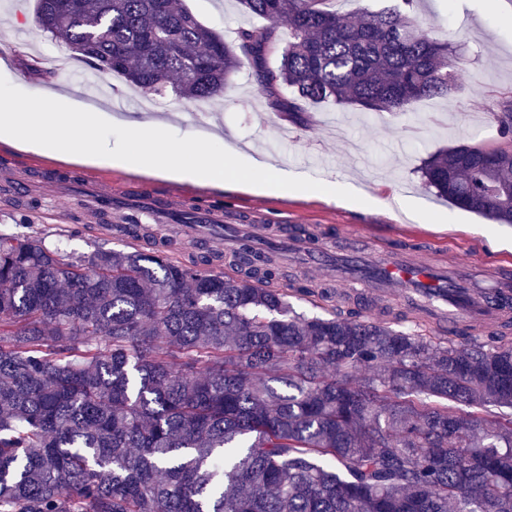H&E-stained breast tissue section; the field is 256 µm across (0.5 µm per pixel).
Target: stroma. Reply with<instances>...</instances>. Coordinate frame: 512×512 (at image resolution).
<instances>
[{
    "label": "stroma",
    "instance_id": "35a3bbf8",
    "mask_svg": "<svg viewBox=\"0 0 512 512\" xmlns=\"http://www.w3.org/2000/svg\"><path fill=\"white\" fill-rule=\"evenodd\" d=\"M181 2L230 44L240 27L261 23L260 18L243 13L237 0ZM24 8L27 20L22 23L9 0H0V52L9 58L10 80L24 92L35 87L80 98L85 70L80 61H72L70 69L51 78L27 73L28 60L47 58L56 45L32 20L34 0H26ZM418 13L432 37L460 46L465 55V73L449 97L420 100L410 112L397 116L321 102L310 106L312 122L304 128L277 115L246 65L228 81L223 97L211 110L210 132L221 135L233 152L263 157L323 183H350L378 199L374 209L342 208L315 192L252 194L228 189L217 194L151 173L96 165L82 156L65 159L22 148L0 149V165L45 184L57 170L66 168L111 182L113 188L130 195L178 194L193 200L218 196L231 222L272 224L285 219L303 227L322 226L337 245L350 227L357 226L379 252H410L423 261L459 259L512 274V226L490 222L437 198L422 186L419 174L423 159L436 149L496 139L488 109L512 94V0H420ZM21 24L27 29L22 36L16 33ZM164 102V107L151 112L130 106L125 114L174 126L184 136L194 135L193 103L172 95ZM397 196L418 199L424 208L422 216L401 211L393 202ZM72 210V199L47 190L28 214L21 215L11 199L0 195V231L15 229L27 219L78 257L92 253L97 244L122 249V241L108 237L104 225L72 220Z\"/></svg>",
    "mask_w": 512,
    "mask_h": 512
}]
</instances>
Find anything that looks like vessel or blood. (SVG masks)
<instances>
[{
	"label": "vessel or blood",
	"instance_id": "1",
	"mask_svg": "<svg viewBox=\"0 0 512 512\" xmlns=\"http://www.w3.org/2000/svg\"><path fill=\"white\" fill-rule=\"evenodd\" d=\"M55 189L79 201L89 210L92 219L114 221L116 234L137 243V227L150 224L156 239H163L180 215H190L191 221L181 230L192 237L202 251L214 246L235 247L240 234L252 242H265L285 248L287 255L302 266L326 270L329 279L351 281L355 274L367 275L375 297L402 294L427 316L432 327L447 332L450 323L463 321L481 334L487 322L512 318V281L497 280L494 288L475 287L469 264L428 263L418 265L403 256L391 253L379 255L360 240H348L341 248L317 249L288 230L270 234L258 226L225 224L224 208L197 206L187 201H175L168 195L129 197L107 189L104 182L60 171L54 180Z\"/></svg>",
	"mask_w": 512,
	"mask_h": 512
}]
</instances>
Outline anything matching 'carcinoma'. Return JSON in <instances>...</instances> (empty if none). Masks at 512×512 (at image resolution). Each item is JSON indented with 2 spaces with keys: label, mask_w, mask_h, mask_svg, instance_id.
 I'll use <instances>...</instances> for the list:
<instances>
[{
  "label": "carcinoma",
  "mask_w": 512,
  "mask_h": 512,
  "mask_svg": "<svg viewBox=\"0 0 512 512\" xmlns=\"http://www.w3.org/2000/svg\"><path fill=\"white\" fill-rule=\"evenodd\" d=\"M238 2L266 24L234 45L176 0H36L34 23L159 98L218 97L247 59L300 125L323 101L407 112L464 70L418 0L357 18L336 0ZM490 118L496 145L440 149L421 179L512 224V96ZM22 227L0 234V512H512L507 334L459 344L400 328L410 310L306 315L271 254L216 273L131 246L82 260Z\"/></svg>",
  "instance_id": "carcinoma-1"
}]
</instances>
